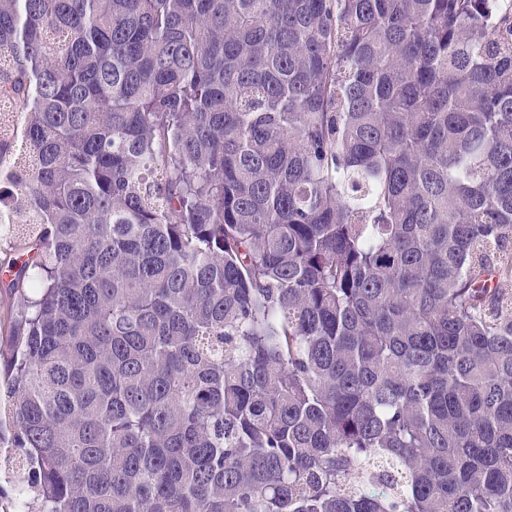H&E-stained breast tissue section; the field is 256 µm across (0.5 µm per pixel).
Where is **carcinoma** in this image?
<instances>
[{
	"label": "carcinoma",
	"instance_id": "cac0c4a2",
	"mask_svg": "<svg viewBox=\"0 0 512 512\" xmlns=\"http://www.w3.org/2000/svg\"><path fill=\"white\" fill-rule=\"evenodd\" d=\"M512 0H0V512H512Z\"/></svg>",
	"mask_w": 512,
	"mask_h": 512
}]
</instances>
